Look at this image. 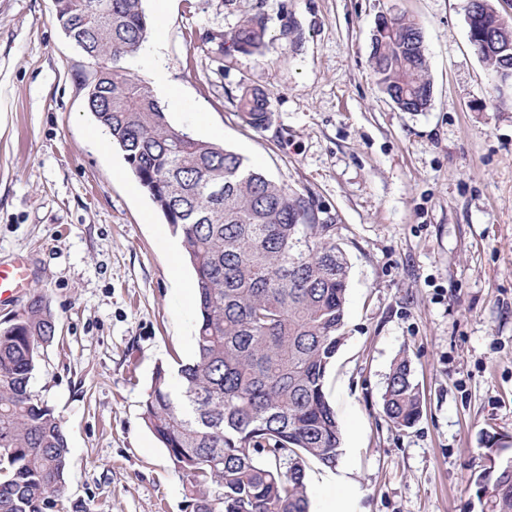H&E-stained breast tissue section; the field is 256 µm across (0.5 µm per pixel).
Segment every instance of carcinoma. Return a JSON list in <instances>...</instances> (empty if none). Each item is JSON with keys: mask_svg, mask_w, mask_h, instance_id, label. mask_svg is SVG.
Segmentation results:
<instances>
[{"mask_svg": "<svg viewBox=\"0 0 512 512\" xmlns=\"http://www.w3.org/2000/svg\"><path fill=\"white\" fill-rule=\"evenodd\" d=\"M143 0H57L55 19L97 66L86 105L183 243L195 273L194 359L180 365V395L155 372L141 418L166 448L195 512H308L305 468H333L341 448L325 377L341 345L348 265L331 218L309 194L288 192L238 153L171 126L148 83L122 61L145 42ZM485 4L475 28L495 30ZM263 13L230 38L262 53ZM484 59L512 77V48ZM370 66L401 112L432 98L421 26L395 15L372 35ZM242 120L267 127L271 94L242 87ZM57 336L46 296L0 326V512H50L62 503L70 452L59 417L30 390L41 350ZM409 361L388 377L383 411L398 428L419 418ZM288 459L281 470L280 462ZM215 484L219 493H211ZM490 512H512V459L495 469Z\"/></svg>", "mask_w": 512, "mask_h": 512, "instance_id": "cac0c4a2", "label": "carcinoma"}]
</instances>
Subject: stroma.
I'll list each match as a JSON object with an SVG mask.
<instances>
[{"mask_svg": "<svg viewBox=\"0 0 512 512\" xmlns=\"http://www.w3.org/2000/svg\"><path fill=\"white\" fill-rule=\"evenodd\" d=\"M467 0H143L150 30L126 64H163L168 122L240 154L334 219L349 264L344 339L326 375L342 430L335 468L306 470L323 512L345 473L349 512H484L479 474L512 449V81L469 42ZM262 12V54L230 49ZM422 27L433 99L399 111L374 82L372 30ZM94 65L53 0H0V263L28 260L58 321L30 381L71 448L67 503L88 512H193L141 405L157 368L195 353L193 282L179 237L86 106ZM243 86L271 93L246 125ZM407 358L422 393L408 429L382 411Z\"/></svg>", "mask_w": 512, "mask_h": 512, "instance_id": "1", "label": "stroma"}]
</instances>
